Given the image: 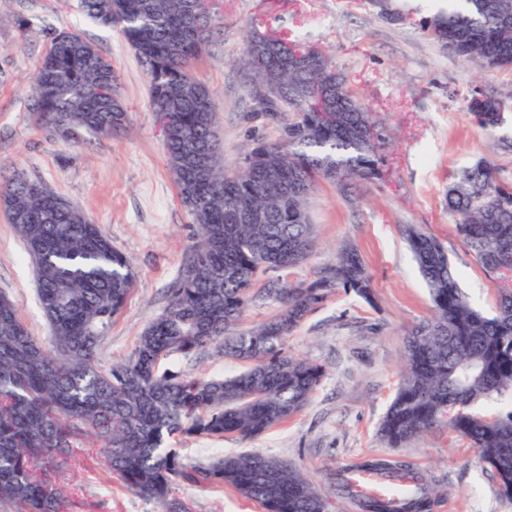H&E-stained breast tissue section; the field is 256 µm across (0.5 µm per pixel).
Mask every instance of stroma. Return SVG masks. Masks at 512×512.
<instances>
[{
    "label": "stroma",
    "mask_w": 512,
    "mask_h": 512,
    "mask_svg": "<svg viewBox=\"0 0 512 512\" xmlns=\"http://www.w3.org/2000/svg\"><path fill=\"white\" fill-rule=\"evenodd\" d=\"M404 18L379 17L369 0H221L224 33L192 62L190 72L213 92L227 169L260 143L282 138L279 125L257 117L234 61L246 27L321 47L352 91L374 113L389 141L382 180L341 193L319 182L307 201L318 241L302 264L270 273L254 289L244 326L273 317L280 305L267 297L271 283L310 281L335 263L343 244H354L371 277L372 301L336 289L288 339V352L321 365L324 377L310 402L288 423L243 441L196 438L178 442L190 460L259 451L302 469L327 512H358L332 480L371 456L404 459L424 472L439 493L433 512H512L469 441L440 428L389 448L376 436L401 379L407 332L432 315L426 285L401 234L413 224L436 238L471 302L493 313L500 283L476 260L443 201L449 176L486 159L512 181V150L496 145L465 110L478 84L512 89L511 72H481L431 40L419 22L431 0H391ZM30 27L20 32L18 19ZM92 41L115 70L129 112L126 128L72 143L37 125L29 87L36 66L58 32ZM22 173L45 182L84 211L136 268L132 293L100 349L110 367L127 357L150 320L164 307L190 243V217L169 169L149 82L119 28L87 19L78 0H0V176ZM34 268L0 211V293L16 304L29 330L48 336ZM54 482L72 512H156L153 502L129 492L109 472L95 442L74 449ZM175 496L190 512H261L229 489L177 484Z\"/></svg>",
    "instance_id": "1"
}]
</instances>
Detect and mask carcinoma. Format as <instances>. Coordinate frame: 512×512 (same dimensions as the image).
I'll return each mask as SVG.
<instances>
[{
	"label": "carcinoma",
	"instance_id": "obj_1",
	"mask_svg": "<svg viewBox=\"0 0 512 512\" xmlns=\"http://www.w3.org/2000/svg\"><path fill=\"white\" fill-rule=\"evenodd\" d=\"M220 0H79L99 26L120 31L146 70L153 112H171L176 128L166 150L195 241L186 250L166 306L139 336L132 353L103 368L98 351L121 315L136 279L132 261L100 227L42 180L16 175L3 185V210L22 240L50 327L44 343L28 332L15 303L0 294V507L13 512H70L51 478L73 449L93 440L112 475L160 512H188L173 497L180 482L230 488L265 512H326L310 479L288 461L254 451L188 464L168 447L175 439H256L286 423L310 401L321 366L285 345L304 318L337 288L371 301L370 276L345 246L336 263L311 282L271 288L279 314L247 330L239 323L263 274L304 262L316 247L306 209L320 180L343 192L382 177V129L346 86L328 54L295 65L281 52L305 44L257 30L245 36L237 65L248 74L261 116L291 112L277 143L252 150L228 173L213 92L190 74L221 35ZM421 27L437 43L482 71H512V0H448ZM285 86L265 102L267 86ZM33 110L69 118L87 134L112 135L128 121L112 62L75 32L58 33L39 61L30 89ZM512 92L475 86L467 112L491 133L508 115ZM448 213L486 272L502 281L497 312L468 300L448 254L433 237L403 226L433 304L432 317L405 341L402 380L378 427L390 448L442 426L466 437L512 498V409L479 414L480 402L512 398V184L479 161L448 184ZM215 351L247 364L224 379L185 371L180 361ZM359 468L410 477L386 496L359 501L361 512H432L435 489L403 460L367 459Z\"/></svg>",
	"mask_w": 512,
	"mask_h": 512
}]
</instances>
